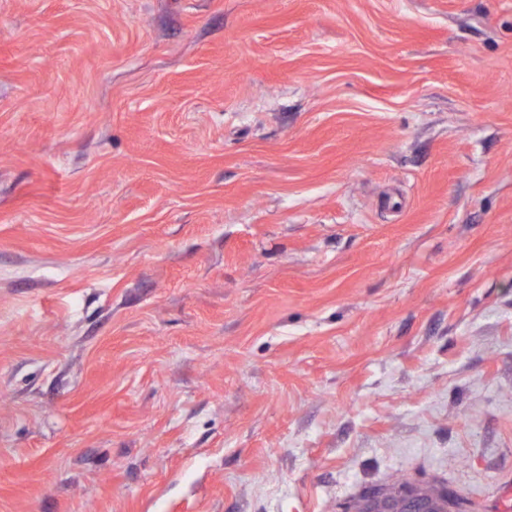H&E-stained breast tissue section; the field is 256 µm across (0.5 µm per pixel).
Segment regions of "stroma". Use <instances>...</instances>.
<instances>
[{
    "instance_id": "obj_1",
    "label": "stroma",
    "mask_w": 512,
    "mask_h": 512,
    "mask_svg": "<svg viewBox=\"0 0 512 512\" xmlns=\"http://www.w3.org/2000/svg\"><path fill=\"white\" fill-rule=\"evenodd\" d=\"M512 512V0H0V512Z\"/></svg>"
}]
</instances>
